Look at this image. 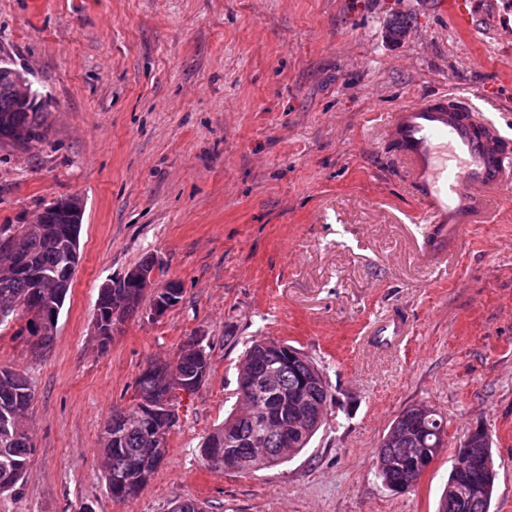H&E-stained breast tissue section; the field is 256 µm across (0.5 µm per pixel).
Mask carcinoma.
Returning a JSON list of instances; mask_svg holds the SVG:
<instances>
[{
	"mask_svg": "<svg viewBox=\"0 0 512 512\" xmlns=\"http://www.w3.org/2000/svg\"><path fill=\"white\" fill-rule=\"evenodd\" d=\"M15 73L8 64L0 63V144L20 147L17 134L25 140L46 138L44 112L47 98L35 92L32 99L20 100L14 92ZM81 224L55 200L41 210L36 224H0V239L13 233L24 236L22 253H0V262L12 261L21 267L20 274L0 278V306L22 304L18 316L25 319L19 334L26 336L33 347L45 352L53 337L43 335L37 316H58L71 287L77 264L72 260L73 247L79 245ZM48 273L57 277L59 287L42 292L34 276ZM165 294L150 296L149 310L155 317L163 316L182 299V283L166 281ZM146 293L134 282L121 288L99 293L96 320L112 327V314L118 313L119 324L138 315ZM204 337L190 338L174 361L198 390L210 374L211 363L203 346ZM269 340L252 341L246 350L238 374L248 377V387L261 413L243 418L234 409L203 442L202 448H217L244 471L273 467L300 454L308 447L325 420V408L333 400L330 387L316 362L286 342H278V351L268 349ZM163 372L155 363L142 369L135 380V403L131 411L136 422L112 432V440L103 441L100 452L108 463L106 487L112 498L125 501L136 497L149 483L156 467L132 463L140 449L150 447L159 422L147 412L142 401L159 399L165 394ZM34 391L27 374L0 367V492L14 489L23 479L34 444L27 426V411ZM307 400L306 424L292 425V400ZM448 421L437 412L421 418L413 409L402 412L392 422L374 456L376 474L389 490L401 485L415 486L425 472L423 458L434 461L447 447ZM230 436L237 445L228 447L224 438ZM496 472L490 467L480 472L453 466L448 484L440 500L439 512H489ZM466 484L470 495L460 500L450 496L453 488Z\"/></svg>",
	"mask_w": 512,
	"mask_h": 512,
	"instance_id": "1",
	"label": "carcinoma"
}]
</instances>
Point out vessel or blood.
Masks as SVG:
<instances>
[{"label":"vessel or blood","instance_id":"obj_1","mask_svg":"<svg viewBox=\"0 0 512 512\" xmlns=\"http://www.w3.org/2000/svg\"><path fill=\"white\" fill-rule=\"evenodd\" d=\"M380 139L425 206L419 221L433 251H444L453 225L475 223L491 198L512 184V146L491 120L454 96L402 104Z\"/></svg>","mask_w":512,"mask_h":512}]
</instances>
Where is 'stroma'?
Segmentation results:
<instances>
[{
    "label": "stroma",
    "instance_id": "1",
    "mask_svg": "<svg viewBox=\"0 0 512 512\" xmlns=\"http://www.w3.org/2000/svg\"><path fill=\"white\" fill-rule=\"evenodd\" d=\"M408 23L388 37L393 17ZM47 96V140L0 144V224L69 195L85 205L80 261L52 346L0 324V366L25 372L35 451L0 512H438L470 430L493 439L491 512H512V185L437 260L422 205L376 137L399 105L474 103L512 141V0H0V60ZM181 281L100 351L98 290L145 256ZM407 317L406 336L369 333ZM204 337L211 371L179 396L168 455L113 500L103 427L150 362ZM283 340L335 398L308 448L249 472L206 467L205 438L237 403L253 338ZM428 405L448 447L418 484L383 487L392 421ZM161 289H163L166 294H170L173 298V301H169V299H167L164 295H150L149 310L154 317L163 316L169 309L176 306L181 301L183 296L182 283L176 279L167 280L161 286ZM161 304H163L164 307H161Z\"/></svg>",
    "mask_w": 512,
    "mask_h": 512
}]
</instances>
